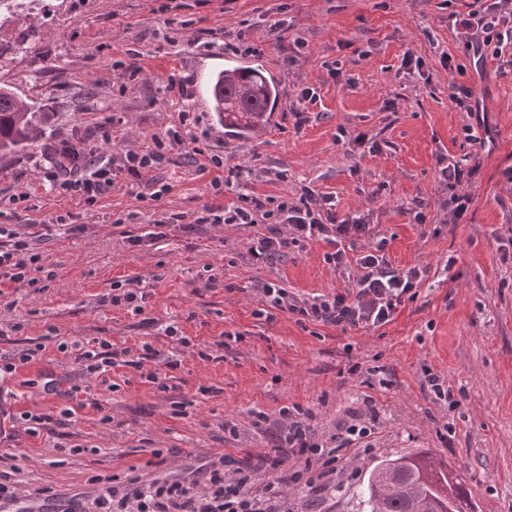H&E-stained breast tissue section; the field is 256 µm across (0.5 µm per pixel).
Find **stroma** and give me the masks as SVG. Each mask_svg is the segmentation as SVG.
Returning a JSON list of instances; mask_svg holds the SVG:
<instances>
[{"instance_id": "obj_1", "label": "stroma", "mask_w": 512, "mask_h": 512, "mask_svg": "<svg viewBox=\"0 0 512 512\" xmlns=\"http://www.w3.org/2000/svg\"><path fill=\"white\" fill-rule=\"evenodd\" d=\"M38 0L36 8L0 13V84L12 86L38 112L42 141L0 160V225L28 233L48 225L39 242L55 277L46 289L8 288L0 295V353L38 348L35 361L0 372L14 395V412L58 415L66 402L38 380L52 374L60 389L77 385L106 401L114 421L92 407L75 422L16 437L22 490L49 487L60 500L95 496V476L196 480L204 465L229 455L257 464L271 449L275 417L300 406L316 439L336 455L328 475L335 491L311 502L307 489L286 490L290 512H365L357 493L382 460L432 452L465 479L475 512H512V72L490 59L468 70L466 84L485 111L484 123L448 97L450 55L467 63L448 16L462 0ZM246 31L262 43L261 60L283 91L277 112L257 137L228 135L202 104L209 76L224 67L223 47L202 42L225 31ZM421 57L423 75L406 72V52ZM136 53L142 68L129 79L121 63ZM342 80L328 73L333 62ZM315 87L319 101L296 124L290 110L295 83ZM194 120L192 134L241 166L233 201L248 188L272 195L309 186L335 195L343 213H368L388 241L398 268L426 266L417 298L376 330H341L296 322L284 313L256 317L258 289L274 283L301 299L343 292L353 283L325 262V243L306 241L256 266L247 249L256 230L205 225L140 251L126 233L152 231L162 213H192L211 194V173L191 141L166 156L153 177L170 190L138 202L139 185L119 178L91 207L51 189L47 176L59 152L81 159L150 146L153 136ZM365 132L380 150L351 145ZM478 161L474 202L461 223H450L436 154ZM425 224H416L415 213ZM68 219L57 225L58 216ZM221 285L206 287L210 273ZM148 291L144 315L102 303L114 281ZM176 326L190 347L167 337ZM237 342L221 348L225 334ZM102 337L117 347L149 342L166 358L159 375L173 393L118 368L117 390L102 391L58 341ZM431 367L450 388L453 404L423 384ZM208 394H201V387ZM269 420L255 424V412ZM375 421L369 448H340L346 427ZM81 453H71V446ZM159 464H152L153 451Z\"/></svg>"}]
</instances>
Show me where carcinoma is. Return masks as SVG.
Listing matches in <instances>:
<instances>
[{"label":"carcinoma","mask_w":512,"mask_h":512,"mask_svg":"<svg viewBox=\"0 0 512 512\" xmlns=\"http://www.w3.org/2000/svg\"><path fill=\"white\" fill-rule=\"evenodd\" d=\"M282 95L254 70L238 68L212 81L213 110L224 126L256 136ZM43 137L36 112L13 89L0 85V157L15 155ZM360 495L366 512H469L462 478L426 454L380 462L367 476Z\"/></svg>","instance_id":"1"}]
</instances>
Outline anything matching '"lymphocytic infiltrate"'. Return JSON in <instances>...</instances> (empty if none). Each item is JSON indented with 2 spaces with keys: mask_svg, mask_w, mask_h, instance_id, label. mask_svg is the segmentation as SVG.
<instances>
[{
  "mask_svg": "<svg viewBox=\"0 0 512 512\" xmlns=\"http://www.w3.org/2000/svg\"><path fill=\"white\" fill-rule=\"evenodd\" d=\"M448 23L469 56L480 60L492 58L502 67L512 69V0H472L467 12L450 13ZM188 118V113H181L179 124L154 136L152 146L146 150L116 152L86 167L80 178L62 182L53 174L49 181L59 184L64 194L92 206L112 189L116 177L125 174L143 184L142 191L136 195L138 201L159 200L163 188L157 181L146 179L145 174L161 166L170 148L184 142ZM436 165L441 182L450 193L445 208L452 221L465 219L472 195L464 185L470 182L475 166L449 161L444 155L437 156ZM211 167L227 171L226 176L211 180L213 200L189 217L182 213L161 217L155 220V227L179 224L187 231L205 224L257 227L248 249L251 261L256 264L284 254L288 247L300 241H322L331 248L325 256L326 262L354 273L351 291L320 295L302 302L291 299L286 288L264 284L257 317L270 321L280 311L302 322L343 329H376L389 325L399 308L417 297L425 269L416 265L393 267L386 254V239L371 238L367 214H339L333 194L308 186L295 199L250 189L226 204L220 200L225 180L238 178L241 168L225 167L223 155L215 153L210 154L199 170L204 173ZM366 237L371 238V245L356 249V241ZM33 241V234L0 227V288L19 283L38 285L41 256L36 253ZM57 348L74 353L76 361L91 374L102 376L116 366L125 365L142 372L146 382L159 381L156 372L144 369L147 362L159 356L149 343L138 349H119L108 340L96 338L83 343L62 341ZM278 415L280 423L273 451L260 460L261 469L274 475L265 485L263 495L253 494L248 486L249 475L235 459L223 456L207 465L203 489L175 479L145 482L140 476L130 475L121 481L111 476L92 502L71 498L64 512H288V504L281 496L284 480L278 476L286 450L320 456L324 447L302 421L296 420L290 407H282Z\"/></svg>",
  "mask_w": 512,
  "mask_h": 512,
  "instance_id": "lymphocytic-infiltrate-1",
  "label": "lymphocytic infiltrate"
}]
</instances>
